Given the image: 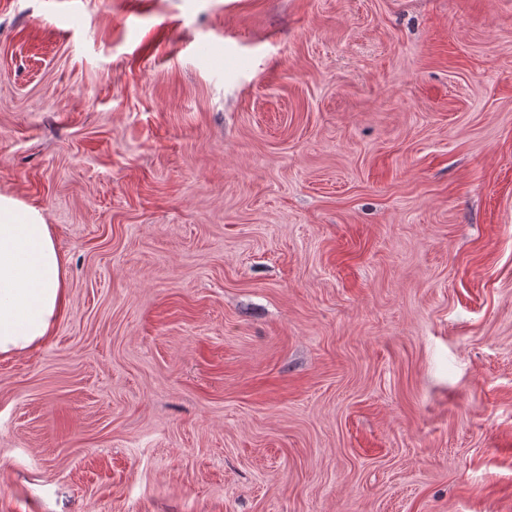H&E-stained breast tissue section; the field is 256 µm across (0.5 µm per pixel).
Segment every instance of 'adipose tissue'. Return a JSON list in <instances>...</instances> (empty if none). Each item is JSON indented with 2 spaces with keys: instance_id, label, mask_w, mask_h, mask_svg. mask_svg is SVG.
<instances>
[{
  "instance_id": "1",
  "label": "adipose tissue",
  "mask_w": 512,
  "mask_h": 512,
  "mask_svg": "<svg viewBox=\"0 0 512 512\" xmlns=\"http://www.w3.org/2000/svg\"><path fill=\"white\" fill-rule=\"evenodd\" d=\"M67 300L66 270L50 225L0 195V356L47 339Z\"/></svg>"
}]
</instances>
